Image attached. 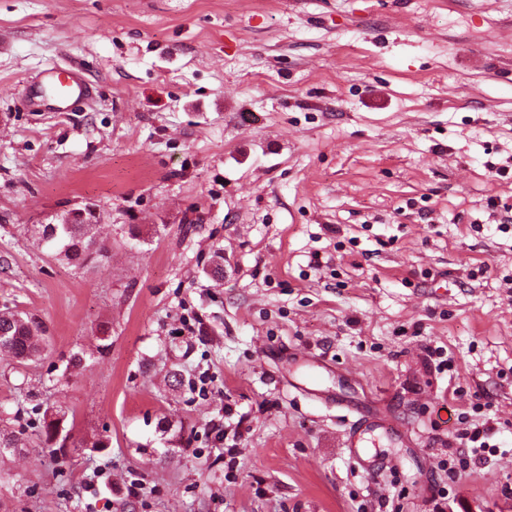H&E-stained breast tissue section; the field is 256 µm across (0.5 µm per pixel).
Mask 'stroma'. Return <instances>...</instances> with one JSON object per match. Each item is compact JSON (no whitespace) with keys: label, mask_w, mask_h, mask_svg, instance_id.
Returning a JSON list of instances; mask_svg holds the SVG:
<instances>
[{"label":"stroma","mask_w":512,"mask_h":512,"mask_svg":"<svg viewBox=\"0 0 512 512\" xmlns=\"http://www.w3.org/2000/svg\"><path fill=\"white\" fill-rule=\"evenodd\" d=\"M88 206L100 267L36 245ZM5 306L0 512H512V0H0ZM47 88L52 92L55 105L60 109H67V104L72 100L91 97L88 82L68 68L52 67L39 75L31 90L32 105H38ZM42 321L33 314L0 309V353H6L19 365L40 358L47 336ZM66 414L61 410H55L50 414L49 419L44 421L43 435L45 443L55 445L58 447L56 450L64 452L67 447V442L70 439V430L65 427Z\"/></svg>","instance_id":"obj_1"}]
</instances>
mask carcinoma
I'll use <instances>...</instances> for the list:
<instances>
[{"label":"carcinoma","mask_w":512,"mask_h":512,"mask_svg":"<svg viewBox=\"0 0 512 512\" xmlns=\"http://www.w3.org/2000/svg\"><path fill=\"white\" fill-rule=\"evenodd\" d=\"M38 246L47 249L62 262L78 268H96L105 257V246L97 242L92 224H42L36 228ZM46 328L33 314L0 309V353L25 365L40 358L46 340ZM66 414L57 410L44 421L45 443L63 452L70 439L65 427Z\"/></svg>","instance_id":"1"}]
</instances>
